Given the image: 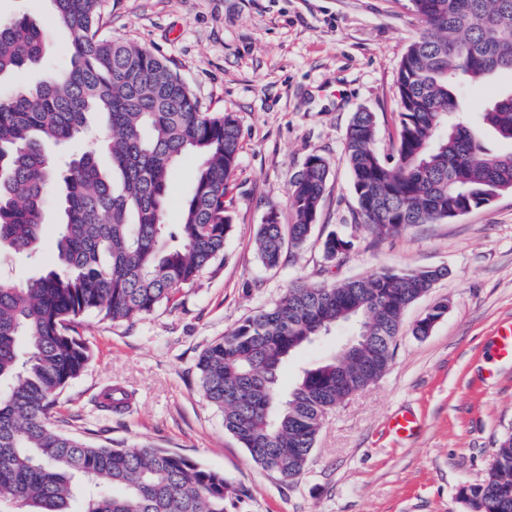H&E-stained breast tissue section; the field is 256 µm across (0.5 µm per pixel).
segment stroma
I'll return each mask as SVG.
<instances>
[{"label":"stroma","instance_id":"35a3bbf8","mask_svg":"<svg viewBox=\"0 0 512 512\" xmlns=\"http://www.w3.org/2000/svg\"><path fill=\"white\" fill-rule=\"evenodd\" d=\"M100 12L104 35L165 60L203 111L234 114L241 148L225 198L232 230L223 255L173 305L129 321L82 318L90 360L56 396L60 429L97 445L162 448L223 473L244 491L231 512H467L459 487L483 480L512 431V362L489 355L496 326L512 319V193L378 238L357 215L344 157L360 110L376 116L381 154L397 140V71L419 31L409 0H101ZM23 15L41 29L48 63L66 62L69 37L51 0H0V17ZM313 154L330 164L313 234L279 267H265L254 249L258 228L272 210L293 223L287 190ZM195 167L191 157L174 167L167 223H180ZM56 220L48 205L36 258L1 250L0 276L21 283L47 270ZM333 230L353 243L335 264L320 248ZM385 268L447 274L407 309L384 375L326 417L303 475L282 481L225 431L200 387L198 358L294 279L318 284ZM438 302L447 314L429 335L414 336ZM111 387L128 394L125 410H101ZM403 410L419 424L406 437L386 429Z\"/></svg>","mask_w":512,"mask_h":512}]
</instances>
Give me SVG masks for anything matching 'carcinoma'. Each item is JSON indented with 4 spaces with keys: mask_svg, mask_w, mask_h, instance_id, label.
<instances>
[{
    "mask_svg": "<svg viewBox=\"0 0 512 512\" xmlns=\"http://www.w3.org/2000/svg\"><path fill=\"white\" fill-rule=\"evenodd\" d=\"M71 34L65 79L0 96V246L39 249L43 213L59 212L53 265L22 284L0 279V512H228L242 490L223 474L161 448H112L58 431L55 393L89 360L70 326L88 313L112 321L176 300L224 253V204L241 129L230 113L201 110L179 75L147 48L101 34L99 0H52ZM422 25L397 73L400 132L386 163L374 113H353L344 143L358 214L376 235L448 221L512 192V89L478 117L457 91L512 74V0H410ZM46 68L43 38L26 16L0 19V76ZM102 119L58 171L46 146L65 145ZM197 159L179 224L165 219L169 176ZM330 174L309 156L288 189L294 222L270 211L255 237L261 262L279 266L312 235ZM352 242L321 240L329 263ZM444 269H381L341 282L296 280L269 308L212 343L198 361L201 387L224 429L263 469L292 482L304 471L326 416L374 384L393 358L406 309ZM352 323L356 356L342 348L305 369L284 396L279 372L302 349ZM126 397L103 394L120 411ZM468 512H512V433L484 480L465 484Z\"/></svg>",
    "mask_w": 512,
    "mask_h": 512,
    "instance_id": "cac0c4a2",
    "label": "carcinoma"
}]
</instances>
